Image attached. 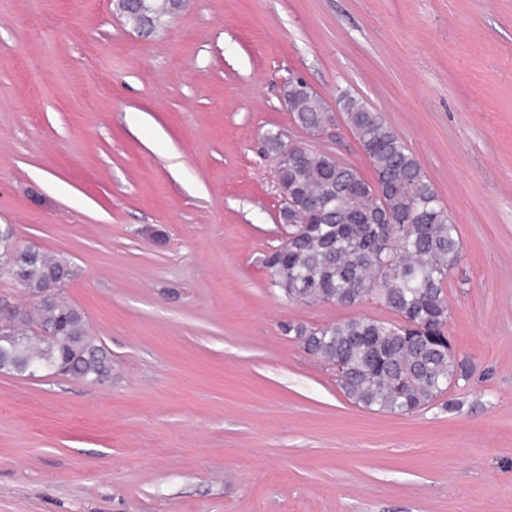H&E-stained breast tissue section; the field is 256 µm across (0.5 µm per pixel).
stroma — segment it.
I'll use <instances>...</instances> for the list:
<instances>
[{
	"label": "stroma",
	"instance_id": "35a3bbf8",
	"mask_svg": "<svg viewBox=\"0 0 512 512\" xmlns=\"http://www.w3.org/2000/svg\"><path fill=\"white\" fill-rule=\"evenodd\" d=\"M293 78L380 112L458 226L448 405H355L286 331L396 318L269 285ZM317 145L373 179L345 124ZM1 224L76 266L112 373H0V512H512V0H191L148 37L0 0Z\"/></svg>",
	"mask_w": 512,
	"mask_h": 512
}]
</instances>
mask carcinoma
<instances>
[{
  "mask_svg": "<svg viewBox=\"0 0 512 512\" xmlns=\"http://www.w3.org/2000/svg\"><path fill=\"white\" fill-rule=\"evenodd\" d=\"M145 14L131 3L126 20L154 32L173 14L170 0H151ZM309 86L293 89V117L309 132L324 125L322 108L310 102ZM346 126L368 156L376 183L327 151L297 142L295 157L280 162V188L295 207L281 216V243L264 255L269 285L303 304L353 307L375 300L399 320L353 317L320 327L288 325L312 357L336 367L338 384L356 404L375 411L410 414L439 402L472 376L469 360L448 346L450 312L444 286L461 258L457 225L419 161L382 115L340 90ZM326 204L319 217L306 206ZM0 279L16 282L33 299L15 318L12 336L0 335V372L27 376L36 362L66 376L94 382L112 371V354L89 336L84 312L63 291L45 293L57 272L74 268L0 230ZM61 329L58 342L44 330Z\"/></svg>",
  "mask_w": 512,
  "mask_h": 512,
  "instance_id": "cac0c4a2",
  "label": "carcinoma"
}]
</instances>
